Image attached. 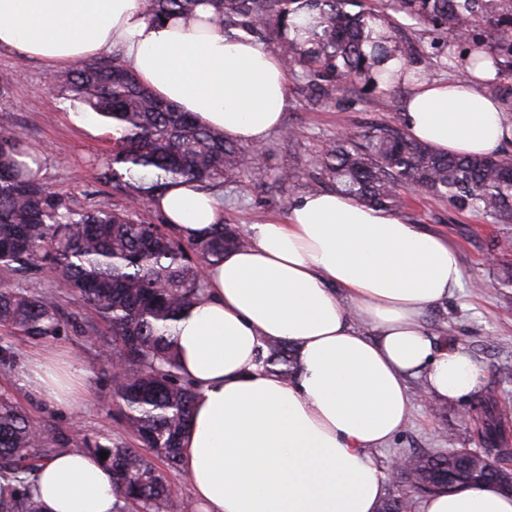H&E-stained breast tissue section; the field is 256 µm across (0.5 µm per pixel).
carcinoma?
Returning a JSON list of instances; mask_svg holds the SVG:
<instances>
[{
  "instance_id": "carcinoma-1",
  "label": "carcinoma",
  "mask_w": 512,
  "mask_h": 512,
  "mask_svg": "<svg viewBox=\"0 0 512 512\" xmlns=\"http://www.w3.org/2000/svg\"><path fill=\"white\" fill-rule=\"evenodd\" d=\"M202 1L215 10L225 30L238 29L268 45L283 64L298 67L315 91V102L336 100L334 75L355 84L382 82L381 63L404 51L390 16L376 32L377 16L360 0H141L150 20L188 14ZM423 30L446 39L472 67L491 63L498 89L512 79V0H390ZM307 14L305 25L295 22ZM304 29L300 44L290 28ZM50 88L82 105L112 128V149L97 161L94 176L124 199V205L77 206L74 198L49 188L42 163L27 137L0 128V270L24 282L54 268L63 291L99 322L67 317L51 294L35 288L0 286V367L12 359L10 337L43 340L67 327L119 357L113 393L132 443L85 444L95 455L108 453L118 512H193L172 494L168 473L179 467V437L190 417L194 389L179 372L175 344L183 311L204 295L199 267L212 266L228 248L246 245L242 229L216 224L198 237L148 215L169 187L196 183L215 193L242 172V147L197 120L190 112L157 98L142 85L121 54L82 61L52 77ZM321 170L333 187L376 208L398 211L402 191L419 186L459 211H473L492 224H512V161L506 156L441 154L408 136L400 126L382 125L356 140L338 136L324 150ZM266 367L289 379L297 371L293 347L267 345ZM477 456L457 448L405 452L402 490L390 492L380 512H411L413 493L452 489L479 472L497 483L485 460L512 457V446L487 406ZM67 445L56 429L34 422L6 387H0V480L11 488L0 512H39L32 485L45 459Z\"/></svg>"
}]
</instances>
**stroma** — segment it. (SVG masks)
<instances>
[{
  "instance_id": "1",
  "label": "stroma",
  "mask_w": 512,
  "mask_h": 512,
  "mask_svg": "<svg viewBox=\"0 0 512 512\" xmlns=\"http://www.w3.org/2000/svg\"><path fill=\"white\" fill-rule=\"evenodd\" d=\"M393 19L400 27L408 65L433 78L459 76L458 65L449 64L446 54L436 53L430 36L413 31L411 20L404 14H394ZM3 73L10 79V92L0 97V127L27 137L32 150L41 157L45 183L83 203L90 199L114 203L111 189L95 182L91 167L94 159L104 157L112 147L110 127L92 115L86 124L76 123L74 117L82 113V106L49 89L53 72L45 65L0 50ZM304 84L300 71L290 72L282 130L271 133L260 150L249 148L244 152V169L262 168L266 179L240 178L225 183L221 205L225 223L243 225L281 219L286 217L293 199L327 190L320 176L319 158L330 142L343 132L359 133L375 125L397 123L409 93L404 85H361L337 93L334 103L324 105L310 99ZM288 168L300 175L299 181L289 187L277 180L278 174ZM401 215L408 223L448 235L458 247L462 287L448 303L426 311L425 325L439 340L464 344L480 362L483 377L476 397L445 405L427 399L421 379H411L414 402L408 422L387 447L371 453L387 475L392 472L393 460L405 449L480 447L479 424L473 412L477 398L492 397L494 416L512 430V373L503 370L504 365L512 364V287L500 285L498 265L493 261L497 240L503 233L512 234V225L488 223L478 214L456 211L425 193L415 195ZM13 346V364L0 373V384L9 386L32 419L60 430L72 449L82 448L87 439L104 444L128 440L120 415L121 402L112 396V365L97 345L67 329L43 341L17 336ZM48 350L77 364L83 374L85 394L77 408L55 406L25 384L26 364Z\"/></svg>"
}]
</instances>
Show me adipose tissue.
Here are the masks:
<instances>
[{
	"label": "adipose tissue",
	"mask_w": 512,
	"mask_h": 512,
	"mask_svg": "<svg viewBox=\"0 0 512 512\" xmlns=\"http://www.w3.org/2000/svg\"><path fill=\"white\" fill-rule=\"evenodd\" d=\"M203 0L192 14L148 20L141 0H0V49L46 66L119 51L158 96L245 145L280 128L288 73L241 31L225 33ZM423 79L399 120L439 151L488 156L512 142V115L483 89L481 70ZM182 236L221 222L215 198L179 184L158 202ZM246 247L208 267L205 294L178 322L180 372L195 395L180 466L197 512H378L388 493L372 450L402 429L423 381L435 402L474 394L482 367L460 343L423 325L427 309L461 288L458 248L448 237L368 208L338 191L292 201L282 220L244 225ZM294 345L289 380L267 371L271 341ZM46 355L29 388L63 408L81 394L80 372ZM40 512H116L112 471L66 449L39 469ZM421 512H512L496 486L428 495Z\"/></svg>",
	"instance_id": "adipose-tissue-1"
}]
</instances>
